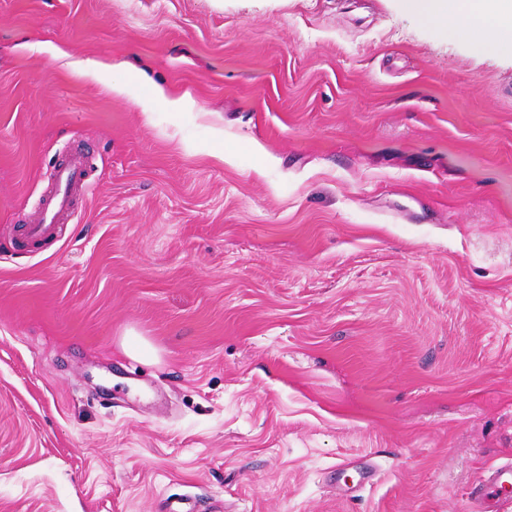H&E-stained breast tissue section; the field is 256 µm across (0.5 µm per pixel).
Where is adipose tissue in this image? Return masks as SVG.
<instances>
[{
    "mask_svg": "<svg viewBox=\"0 0 512 512\" xmlns=\"http://www.w3.org/2000/svg\"><path fill=\"white\" fill-rule=\"evenodd\" d=\"M399 8L445 31L483 30L492 50L512 53V0H399Z\"/></svg>",
    "mask_w": 512,
    "mask_h": 512,
    "instance_id": "1",
    "label": "adipose tissue"
}]
</instances>
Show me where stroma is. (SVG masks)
Here are the masks:
<instances>
[{
    "mask_svg": "<svg viewBox=\"0 0 512 512\" xmlns=\"http://www.w3.org/2000/svg\"><path fill=\"white\" fill-rule=\"evenodd\" d=\"M510 460L511 54L397 0H0V512H471ZM85 164L82 155L70 157L59 169L58 183L49 196V201L39 211L38 224L26 229V237L30 241L41 242L54 235V224L68 211L78 192L86 187Z\"/></svg>",
    "mask_w": 512,
    "mask_h": 512,
    "instance_id": "obj_1",
    "label": "stroma"
}]
</instances>
